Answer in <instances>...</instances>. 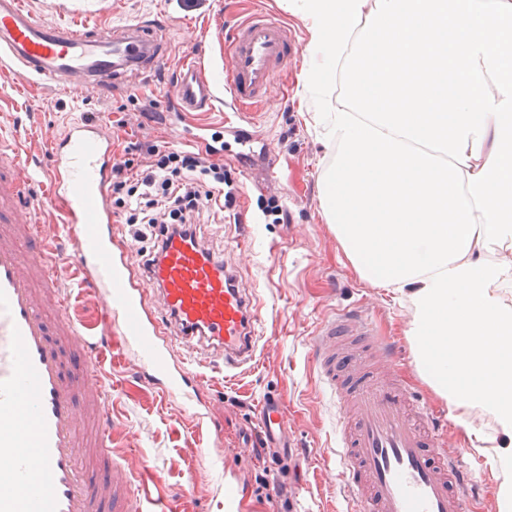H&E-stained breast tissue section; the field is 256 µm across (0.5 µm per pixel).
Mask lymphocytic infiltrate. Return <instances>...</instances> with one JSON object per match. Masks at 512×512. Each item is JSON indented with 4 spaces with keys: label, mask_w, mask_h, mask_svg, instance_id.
I'll list each match as a JSON object with an SVG mask.
<instances>
[{
    "label": "lymphocytic infiltrate",
    "mask_w": 512,
    "mask_h": 512,
    "mask_svg": "<svg viewBox=\"0 0 512 512\" xmlns=\"http://www.w3.org/2000/svg\"><path fill=\"white\" fill-rule=\"evenodd\" d=\"M125 158L112 167V206L128 224L160 228L168 234H186L213 199L214 186H222L221 208H239L242 189L230 168L193 151L150 142L130 141Z\"/></svg>",
    "instance_id": "1"
}]
</instances>
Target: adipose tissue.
<instances>
[{
    "label": "adipose tissue",
    "instance_id": "ef3b65f1",
    "mask_svg": "<svg viewBox=\"0 0 512 512\" xmlns=\"http://www.w3.org/2000/svg\"><path fill=\"white\" fill-rule=\"evenodd\" d=\"M288 8L336 144L327 221L372 286L407 291L434 391L491 418L498 510L512 512V0Z\"/></svg>",
    "mask_w": 512,
    "mask_h": 512
}]
</instances>
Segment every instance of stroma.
I'll list each match as a JSON object with an SVG mask.
<instances>
[{
    "label": "stroma",
    "mask_w": 512,
    "mask_h": 512,
    "mask_svg": "<svg viewBox=\"0 0 512 512\" xmlns=\"http://www.w3.org/2000/svg\"><path fill=\"white\" fill-rule=\"evenodd\" d=\"M35 17L64 27L112 28L139 22L159 24L166 50L165 67L150 76L126 70L120 83L107 90L76 93L45 82L28 85L20 71L0 68V132L25 134L21 156L25 172L34 174L30 190L43 198L40 178L50 163L47 144L73 121L108 123L122 113L126 126L119 138H138L184 149L179 133L186 123L221 127L236 117L229 98L217 95L208 112L188 121L167 119L174 77L197 44H204V66L220 76L224 65V32L249 14L265 10L296 33L300 44L309 34L304 22L286 11L282 0H23ZM310 68L307 53L289 62L269 89L254 129L278 161L267 174L257 159L245 162L235 178L245 191V211L238 223L215 220L198 225L208 248L222 255L240 287L259 289V329L267 341L253 362L234 378L224 375L222 359L197 348L193 359L206 366L218 430L210 447L192 436L189 414L177 401L164 402L156 389L140 379L138 365L125 351L114 350L102 375L112 386V442L129 470L156 473L163 493L195 512H219L221 462L233 461L247 481L265 474L269 484L267 512H290L295 484H302L308 512H343L344 484L334 454L342 416L319 382L309 360L310 337L336 307L359 304L400 339L403 360L381 373L405 379L415 398L442 410L448 440L467 439L469 427L490 433L491 421L471 411L461 424L414 364L406 337L412 309L403 293L375 288L365 281L347 256L321 208L324 172L336 160V146L317 124L303 84ZM152 104L150 116L142 105ZM280 197L288 211L286 223H266L261 198ZM282 398L288 419L289 460L264 463L254 448L259 438L257 414L264 398Z\"/></svg>",
    "instance_id": "obj_1"
}]
</instances>
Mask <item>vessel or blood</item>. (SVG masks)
<instances>
[{
	"instance_id": "obj_1",
	"label": "vessel or blood",
	"mask_w": 512,
	"mask_h": 512,
	"mask_svg": "<svg viewBox=\"0 0 512 512\" xmlns=\"http://www.w3.org/2000/svg\"><path fill=\"white\" fill-rule=\"evenodd\" d=\"M300 52L283 23L257 12L224 37V90L239 110L262 103ZM0 56L32 83L52 81L81 90L104 88L123 68L142 73L165 59L155 25L70 29L37 19L22 0H0ZM181 113L213 108L215 84L195 58L174 86ZM22 136L0 161V512H186L161 494L151 473H133L112 449V391L102 375L103 342H119L161 398L182 401L193 431L208 441L214 421L201 395L207 375L174 355L181 339L210 347L225 368L253 361L261 341L254 328L253 292L237 288L222 259L198 236H162L143 274L134 250L112 233L107 202L119 157L105 127L71 123L49 142L45 195L59 213L45 221L22 193ZM67 228L72 255L60 254L57 226ZM98 296L96 325L77 322L59 266ZM390 364L400 351L360 307H341L310 340L320 382L349 412L336 443L345 475L346 512H486L472 451L441 452L447 427L440 412L415 403L405 380L386 381L365 368L360 345ZM260 425L271 447L287 421L280 397L264 400ZM224 512H262L232 467L224 469Z\"/></svg>"
}]
</instances>
